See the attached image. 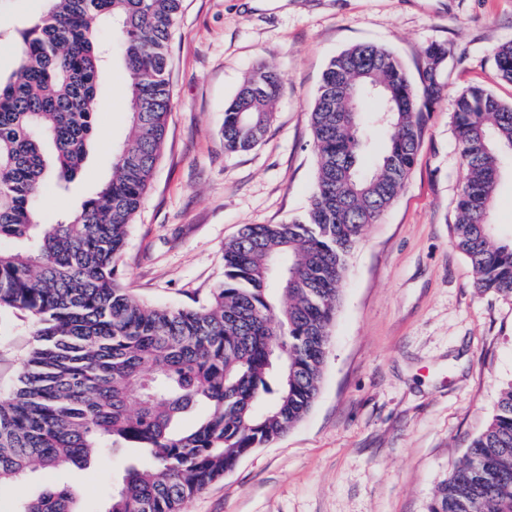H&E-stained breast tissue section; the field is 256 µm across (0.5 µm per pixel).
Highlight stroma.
Segmentation results:
<instances>
[{
    "mask_svg": "<svg viewBox=\"0 0 512 512\" xmlns=\"http://www.w3.org/2000/svg\"><path fill=\"white\" fill-rule=\"evenodd\" d=\"M512 41V0H183L170 40L173 109L153 182L119 265L147 303L207 301L224 280V246L245 224L307 209L316 157L310 111L330 59L358 43L392 51L417 76L423 49L448 48L445 93L425 115L405 187L350 257L321 389L310 412L193 497L184 512H427L512 382V301L479 293L452 244L462 185L451 100L472 85L512 104L498 45ZM260 64L283 90L254 149L224 150V108ZM97 136L83 172L40 189L56 223L110 179L128 133V100L102 80ZM30 318L0 316V394L34 344ZM133 451L66 479L99 512Z\"/></svg>",
    "mask_w": 512,
    "mask_h": 512,
    "instance_id": "1",
    "label": "stroma"
}]
</instances>
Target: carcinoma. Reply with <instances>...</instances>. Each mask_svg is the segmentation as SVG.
Segmentation results:
<instances>
[{
  "mask_svg": "<svg viewBox=\"0 0 512 512\" xmlns=\"http://www.w3.org/2000/svg\"><path fill=\"white\" fill-rule=\"evenodd\" d=\"M182 0H45L15 30L14 68L0 73V312L36 325L18 383L0 400V487L37 470L87 468L134 448L103 512H183L196 493L298 423L317 397L348 258L398 197L442 96L448 49L422 52L418 81L390 50L353 45L328 63L311 110L315 184L285 224H245L224 247V283L193 308L149 305L118 279L130 228L162 155L172 107L169 40ZM112 28L128 88L130 129L111 178L54 224L39 188L76 179L95 136ZM512 82V41L497 46ZM283 88L260 66L224 109V150L249 151ZM462 189L453 245L479 293L512 300V239L488 222L500 161L512 154V105L470 88L453 101ZM386 133L375 166L359 157L370 127ZM62 482L13 512H80ZM428 512H512V382L492 419L437 486Z\"/></svg>",
  "mask_w": 512,
  "mask_h": 512,
  "instance_id": "1",
  "label": "carcinoma"
}]
</instances>
